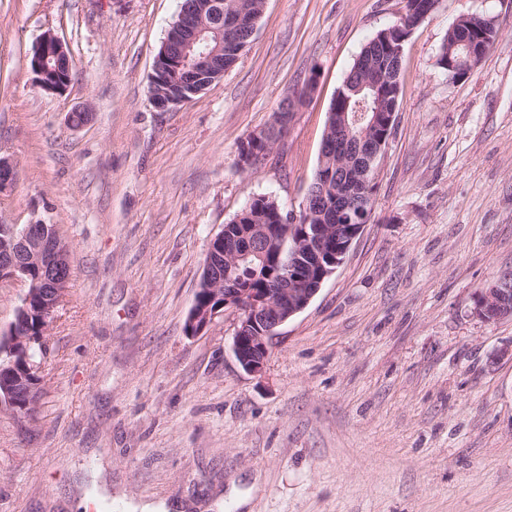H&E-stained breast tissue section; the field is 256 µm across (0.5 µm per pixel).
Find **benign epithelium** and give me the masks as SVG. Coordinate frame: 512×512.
Instances as JSON below:
<instances>
[{
	"instance_id": "benign-epithelium-1",
	"label": "benign epithelium",
	"mask_w": 512,
	"mask_h": 512,
	"mask_svg": "<svg viewBox=\"0 0 512 512\" xmlns=\"http://www.w3.org/2000/svg\"><path fill=\"white\" fill-rule=\"evenodd\" d=\"M214 6V0H197L193 8L180 10L171 26L178 51L169 72L165 71L168 41H163L162 55L155 58L150 99L156 110L171 111L210 86V79L224 76V19L218 20L219 28L212 27ZM457 45L465 48L466 57L448 58V67L463 80L471 75L472 60L481 53L482 46L478 40L467 38ZM71 68L64 42L51 32L45 33L33 53L32 71L37 84L48 92L61 91L68 86ZM16 177L15 165L0 156V194L11 190ZM362 228L361 224L351 225L339 237L331 224L290 225L288 237L293 239L294 255L277 257L279 277L272 287L261 290L242 285L231 275L232 267L252 256L265 257L275 241L274 226L241 224L235 237L222 230L216 240L223 249L210 247L203 267V283L212 299L206 305L193 304L187 317L188 333L200 334L224 311L234 310L238 315L232 342L234 357L244 372L262 374L273 337L310 304L325 280L342 264L338 257L348 253ZM71 260L69 247L50 236L44 224H10L0 230V280H19L26 286L8 326L13 345L21 349L30 345L23 312L35 293L39 294L44 329H49L69 287V279L61 271ZM32 269L39 271V278H31ZM471 314L484 321L512 319V271H502L487 287L479 289ZM28 383V377L16 376L0 386V409L12 411L16 392Z\"/></svg>"
}]
</instances>
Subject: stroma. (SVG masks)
Instances as JSON below:
<instances>
[{
    "mask_svg": "<svg viewBox=\"0 0 512 512\" xmlns=\"http://www.w3.org/2000/svg\"><path fill=\"white\" fill-rule=\"evenodd\" d=\"M180 4L0 0V156L18 170L0 224L55 225L73 253L38 414L22 431L0 411V512H512V320L471 313L512 269V0H439L412 30L371 221L257 376L231 354L233 311L185 332L210 242L254 198L299 210L332 99L403 3L265 0L223 81L160 112ZM466 15L498 40L453 83L436 55ZM48 31L73 59L59 93L30 68ZM303 88L243 166L240 141Z\"/></svg>",
    "mask_w": 512,
    "mask_h": 512,
    "instance_id": "stroma-1",
    "label": "stroma"
}]
</instances>
